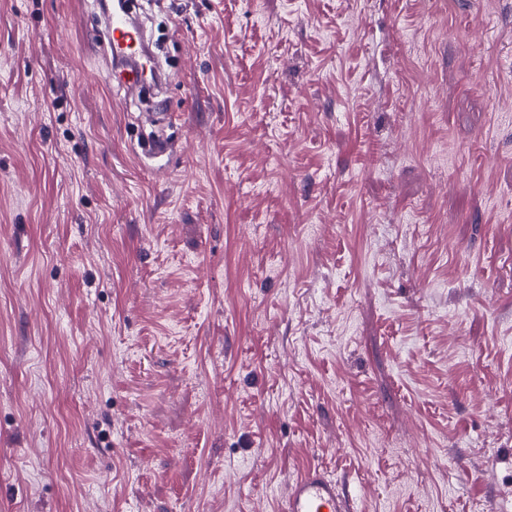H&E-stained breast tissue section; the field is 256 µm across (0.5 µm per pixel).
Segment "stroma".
I'll list each match as a JSON object with an SVG mask.
<instances>
[{"label":"stroma","instance_id":"35a3bbf8","mask_svg":"<svg viewBox=\"0 0 512 512\" xmlns=\"http://www.w3.org/2000/svg\"><path fill=\"white\" fill-rule=\"evenodd\" d=\"M160 6L0 0V512H512V0ZM111 30L113 52L134 53L139 50V37L124 18L112 16ZM285 512H356L341 482L318 466L303 471L288 492Z\"/></svg>","mask_w":512,"mask_h":512}]
</instances>
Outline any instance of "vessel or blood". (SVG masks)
I'll return each mask as SVG.
<instances>
[{
	"instance_id": "obj_1",
	"label": "vessel or blood",
	"mask_w": 512,
	"mask_h": 512,
	"mask_svg": "<svg viewBox=\"0 0 512 512\" xmlns=\"http://www.w3.org/2000/svg\"><path fill=\"white\" fill-rule=\"evenodd\" d=\"M112 49L133 53L139 50L137 33L119 16L111 19ZM286 512H356L353 500L341 482L317 466L308 467L288 493Z\"/></svg>"
}]
</instances>
